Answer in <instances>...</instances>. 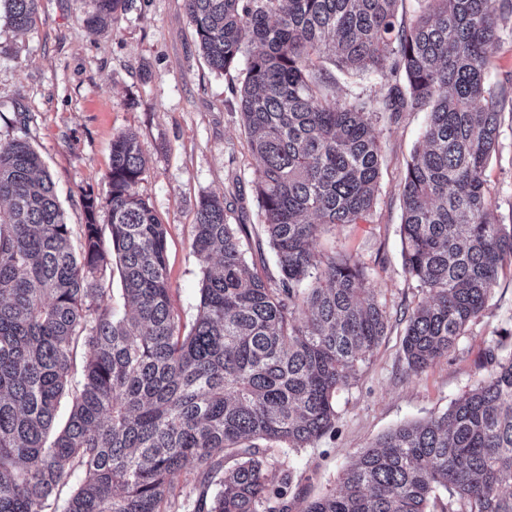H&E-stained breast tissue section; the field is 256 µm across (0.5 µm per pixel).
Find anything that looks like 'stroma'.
Here are the masks:
<instances>
[{"label":"stroma","mask_w":512,"mask_h":512,"mask_svg":"<svg viewBox=\"0 0 512 512\" xmlns=\"http://www.w3.org/2000/svg\"><path fill=\"white\" fill-rule=\"evenodd\" d=\"M90 0H37L25 31L0 18V138L26 139L42 156L66 219L85 221L87 189L105 193L115 135L136 136L147 171L138 186L167 228L171 305L193 325L202 268L191 242L202 196L224 199L229 223L248 225L251 269L278 280L275 255L252 180L257 161L240 121L242 65L218 74L199 50L185 0H127L112 25L92 30L82 19ZM426 124L422 112L373 122L382 147L375 209L366 221L321 231L319 252H346L363 262L389 329L336 400V424L313 445H271L269 462L289 470L291 512L338 491L352 459L390 429L447 410L489 372L486 348L512 353V268L501 273L483 315L447 357L425 372L404 358V313L425 298L404 272L400 182ZM496 217L512 225V112L503 114L496 151L485 172Z\"/></svg>","instance_id":"stroma-1"}]
</instances>
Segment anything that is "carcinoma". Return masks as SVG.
I'll list each match as a JSON object with an SVG mask.
<instances>
[{
  "instance_id": "carcinoma-1",
  "label": "carcinoma",
  "mask_w": 512,
  "mask_h": 512,
  "mask_svg": "<svg viewBox=\"0 0 512 512\" xmlns=\"http://www.w3.org/2000/svg\"><path fill=\"white\" fill-rule=\"evenodd\" d=\"M90 2L82 22L98 27L123 0ZM185 2L214 72L248 53L239 108L280 278L250 272L249 228L227 222L224 199L203 198L192 250L204 277L186 332L170 305L167 229L138 193L136 138H113L106 197L85 192L77 234L40 155L1 141L0 512H48L76 473L64 512H172L191 461L192 512H288L291 473L260 443L305 448L332 430L337 392L388 327L365 267L316 250L321 227L375 207L381 112L428 113L401 178L405 272L427 295L406 313L410 370L455 349L512 267V227L496 221L484 179L505 101L487 89L488 48L512 0H420L408 24L397 0ZM35 5L0 0L16 30ZM325 59L379 76L386 94L337 99ZM109 251L121 314L104 279ZM489 356V374L447 411L387 432L304 512H431L441 490L448 512H512V352Z\"/></svg>"
}]
</instances>
